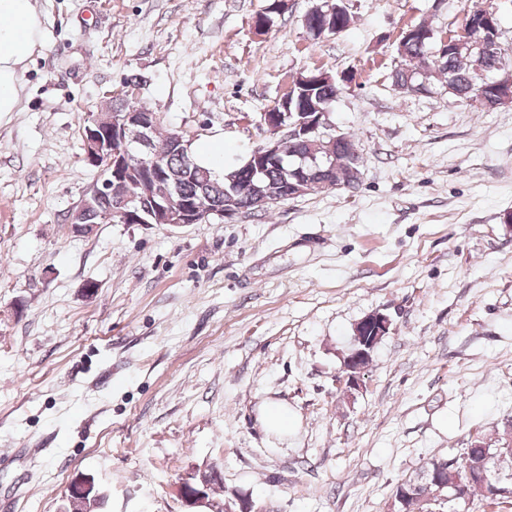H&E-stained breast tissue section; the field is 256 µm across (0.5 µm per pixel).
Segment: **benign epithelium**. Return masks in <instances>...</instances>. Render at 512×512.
Returning <instances> with one entry per match:
<instances>
[{
    "label": "benign epithelium",
    "instance_id": "benign-epithelium-1",
    "mask_svg": "<svg viewBox=\"0 0 512 512\" xmlns=\"http://www.w3.org/2000/svg\"><path fill=\"white\" fill-rule=\"evenodd\" d=\"M471 100L484 108H497L512 104V78L506 76L495 81L492 87L486 86L475 91ZM327 112H302L300 119L284 124L282 118L263 113V123L267 128V140L257 147L245 163V167L255 171L272 162L283 164L282 144L285 138L315 139L317 149L327 156L336 152V146L343 135L325 132ZM159 125L157 113L151 110H128L99 112L88 120L83 131L86 162L96 168L101 176V187L93 190L69 216L70 230L77 236L91 233L93 223L123 224H166L182 227L190 224H203L214 216L230 218L237 214L231 205L222 210L209 209L190 200H184L177 189L163 197H156L152 181L155 177L168 178L161 166V157L175 145L187 144L182 134H174L169 139L158 142L154 138ZM293 181L286 184V197L294 198L305 192L314 173H306L303 168L295 169ZM242 192L250 207L265 210L273 198L256 182L243 184ZM391 319L388 315L375 311L360 319L354 326L353 349L344 361L347 371L346 383H358V374L371 357L373 347L390 332ZM215 472L203 473L183 483L180 496L185 502L196 504L206 500L210 481ZM437 489L424 498V503L433 504L450 500L446 495L448 470L439 468L435 478ZM71 512H89L96 506L100 490L90 479L72 481L68 487Z\"/></svg>",
    "mask_w": 512,
    "mask_h": 512
}]
</instances>
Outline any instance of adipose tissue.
I'll list each match as a JSON object with an SVG mask.
<instances>
[{"label": "adipose tissue", "mask_w": 512, "mask_h": 512, "mask_svg": "<svg viewBox=\"0 0 512 512\" xmlns=\"http://www.w3.org/2000/svg\"><path fill=\"white\" fill-rule=\"evenodd\" d=\"M41 39L37 0H0V113L17 111L23 76Z\"/></svg>", "instance_id": "ef3b65f1"}]
</instances>
